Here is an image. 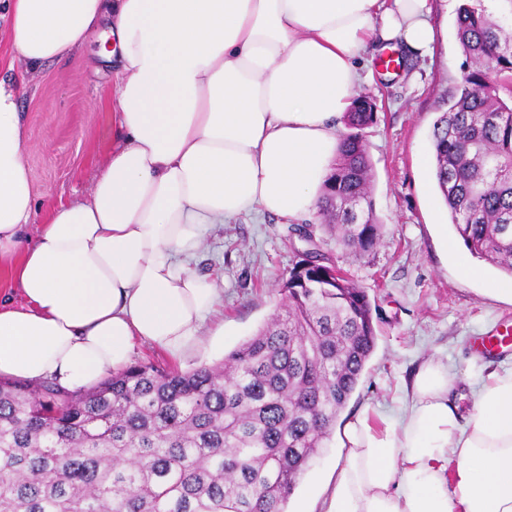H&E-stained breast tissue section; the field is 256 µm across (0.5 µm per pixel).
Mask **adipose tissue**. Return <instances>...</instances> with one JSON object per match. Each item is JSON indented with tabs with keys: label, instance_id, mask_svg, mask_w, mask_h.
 Returning a JSON list of instances; mask_svg holds the SVG:
<instances>
[{
	"label": "adipose tissue",
	"instance_id": "1",
	"mask_svg": "<svg viewBox=\"0 0 512 512\" xmlns=\"http://www.w3.org/2000/svg\"><path fill=\"white\" fill-rule=\"evenodd\" d=\"M31 67L111 40L114 144L86 202L36 216L19 81L0 78V377L87 390L135 342L181 358L203 344L224 281L195 259L210 226L316 211L340 120L372 39L428 53L429 0H6ZM450 370L425 362L399 417L360 412L318 512H512V369L492 370L468 418Z\"/></svg>",
	"mask_w": 512,
	"mask_h": 512
}]
</instances>
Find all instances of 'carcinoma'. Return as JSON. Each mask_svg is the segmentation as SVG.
<instances>
[{
  "label": "carcinoma",
  "mask_w": 512,
  "mask_h": 512,
  "mask_svg": "<svg viewBox=\"0 0 512 512\" xmlns=\"http://www.w3.org/2000/svg\"><path fill=\"white\" fill-rule=\"evenodd\" d=\"M456 38L471 62L433 126L438 192L470 252L512 276V35L464 0ZM377 99L345 113L318 199L323 226L359 255L384 239L361 130ZM282 302L223 362L137 363L70 392L0 379V512H285L376 344L367 292L302 259Z\"/></svg>",
  "instance_id": "1"
}]
</instances>
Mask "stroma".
<instances>
[{"label": "stroma", "instance_id": "1", "mask_svg": "<svg viewBox=\"0 0 512 512\" xmlns=\"http://www.w3.org/2000/svg\"><path fill=\"white\" fill-rule=\"evenodd\" d=\"M435 41L429 54L376 44L361 65V90L378 98L377 120L363 139L373 164L372 201L385 226L383 245L360 256L337 244L317 216L294 224L271 214L239 216L207 235L198 269L224 278V339L184 356L176 369L220 363L274 312L280 287L301 251L328 259L364 288L375 308V351L356 390L339 413L322 454L303 474L286 512H300L318 487L337 474L339 429L359 412L399 415L404 391L428 358L448 361L454 372L451 399L461 416L472 410L489 369L512 366V349L479 353L477 336L512 323V300L488 295L484 283L502 273L484 265L483 280L459 276L465 245L447 254L442 234L450 216L436 189L431 133L441 104L467 68L455 35L460 0H431ZM91 35L78 53L46 64L20 91L23 158L38 211L52 201H85L112 152V65Z\"/></svg>", "mask_w": 512, "mask_h": 512}]
</instances>
